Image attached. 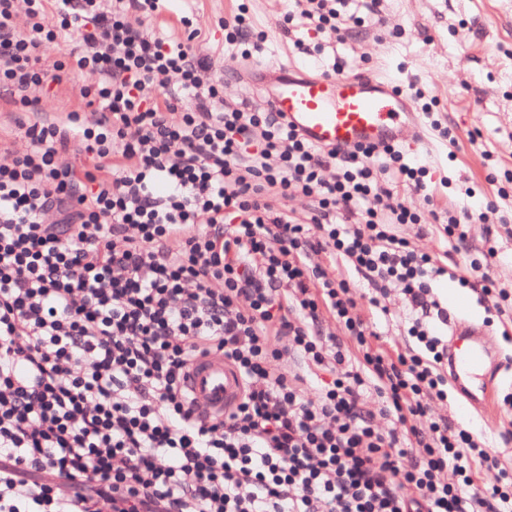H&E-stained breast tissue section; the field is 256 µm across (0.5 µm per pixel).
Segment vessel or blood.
Segmentation results:
<instances>
[{
  "label": "vessel or blood",
  "mask_w": 512,
  "mask_h": 512,
  "mask_svg": "<svg viewBox=\"0 0 512 512\" xmlns=\"http://www.w3.org/2000/svg\"><path fill=\"white\" fill-rule=\"evenodd\" d=\"M266 73L263 87L268 109L324 149L344 155L369 145H399L408 129L416 140L424 138L417 112L391 78L297 74L285 63L267 67ZM502 369L500 355L482 327L452 325L449 380L474 409L491 408L494 381ZM185 387L211 415L231 409L242 393L238 373L218 353L191 362Z\"/></svg>",
  "instance_id": "obj_1"
}]
</instances>
